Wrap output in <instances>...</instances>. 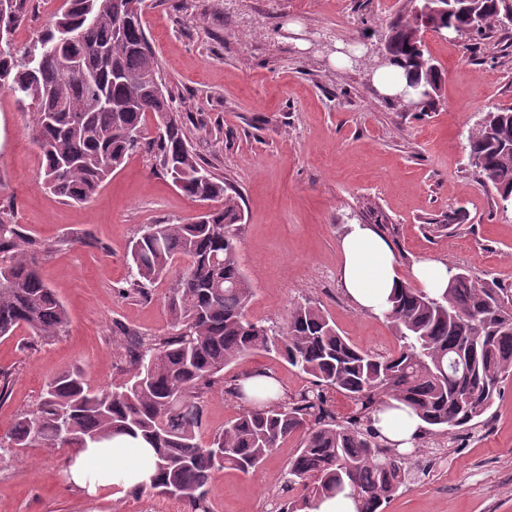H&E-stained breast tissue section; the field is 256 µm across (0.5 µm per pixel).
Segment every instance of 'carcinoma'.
I'll use <instances>...</instances> for the list:
<instances>
[{"instance_id": "1", "label": "carcinoma", "mask_w": 512, "mask_h": 512, "mask_svg": "<svg viewBox=\"0 0 512 512\" xmlns=\"http://www.w3.org/2000/svg\"><path fill=\"white\" fill-rule=\"evenodd\" d=\"M442 2L446 21L470 41L490 38L496 25L512 17L506 0H481L484 22L474 28L471 0ZM142 4L65 0L27 45L17 46L11 35L0 43V90L33 108L40 175L65 200L90 201L142 147L147 116L168 114L169 124L149 141L160 167L186 195L222 207L187 223L145 224L131 241L124 295L148 294L175 262L186 261L167 300L175 332L147 338L118 328L129 379L93 391L82 369L60 372L35 410L15 418L8 441L14 448H68L75 456L116 435L140 436L157 456L151 489L188 501L194 512H210L203 488L216 471L247 474L285 438L299 434L287 483H304L305 494L288 512H306L345 490L358 512H381L406 483L408 470L406 454L389 447L375 427L378 407L388 399L411 407L425 424L423 443H451L477 427L512 378V289L458 272L440 297L401 285L384 314L400 341L399 350L387 356L349 343L312 301L294 305L281 327L248 320L254 288L239 260L240 193L193 151L160 76ZM426 28L412 13L390 28L387 44L392 65L406 79L416 80L425 68L438 90L441 72L425 43L413 37ZM490 115L488 125L468 135L469 162L506 213L512 209V107ZM55 247L26 236L10 211L0 209V337L21 327L38 338L64 332L67 309L37 265ZM258 352L282 357L310 376L312 386L243 409L202 443L204 394L224 368ZM328 389L353 402L351 416H336Z\"/></svg>"}]
</instances>
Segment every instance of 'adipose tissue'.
<instances>
[{"instance_id": "ef3b65f1", "label": "adipose tissue", "mask_w": 512, "mask_h": 512, "mask_svg": "<svg viewBox=\"0 0 512 512\" xmlns=\"http://www.w3.org/2000/svg\"><path fill=\"white\" fill-rule=\"evenodd\" d=\"M339 250L340 285L344 294L359 309L383 315L389 298L405 280H413L427 292H445L450 278L448 264L425 260L402 276L395 252L388 240L369 224L349 225ZM377 427L390 446L410 451L418 444L423 423L407 405L377 412ZM156 476V457L143 439L127 435L113 437L109 447L81 451L69 467V480L88 493L110 487L124 492L151 486Z\"/></svg>"}]
</instances>
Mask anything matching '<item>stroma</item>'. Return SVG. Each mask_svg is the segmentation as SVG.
<instances>
[{"instance_id": "35a3bbf8", "label": "stroma", "mask_w": 512, "mask_h": 512, "mask_svg": "<svg viewBox=\"0 0 512 512\" xmlns=\"http://www.w3.org/2000/svg\"><path fill=\"white\" fill-rule=\"evenodd\" d=\"M408 0H146L143 26L175 97L195 153L241 194L239 260L255 295L251 321L284 325L294 303L318 302L354 346L381 354L398 340L383 318L358 310L339 284V242L348 225L374 224L392 243L401 272L443 260L478 283L512 288V213L475 175L467 137L488 111L512 106V26L475 52L428 37L442 68L433 111L405 112L374 80V57ZM33 114L0 91V202L39 240L44 281L64 303V333L37 341L27 330L0 338V442L63 370L83 368L98 389L122 383L127 362L116 324L145 337L172 331L166 277L148 297L122 296L126 254L137 230L186 222L201 203L159 171L148 150L133 153L99 193L72 204L45 189L30 138ZM267 370L284 391L309 380L282 359L256 353L224 370V389L204 398L202 442L244 404L226 393L234 379ZM298 437L262 466L216 472L212 512H280L301 497L285 471ZM64 448L0 451V512H192L181 499L106 488L90 497L67 481ZM411 480L382 512H512V380L474 433L409 459Z\"/></svg>"}]
</instances>
